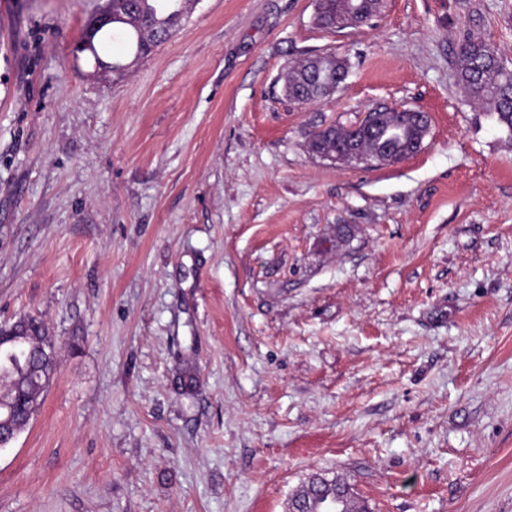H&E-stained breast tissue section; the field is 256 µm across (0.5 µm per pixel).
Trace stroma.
<instances>
[{
	"label": "stroma",
	"instance_id": "35a3bbf8",
	"mask_svg": "<svg viewBox=\"0 0 512 512\" xmlns=\"http://www.w3.org/2000/svg\"><path fill=\"white\" fill-rule=\"evenodd\" d=\"M6 2L0 322L41 318L60 363L0 512H287L315 473L369 512H512V134L455 55L479 34L512 68V0L336 32L316 0H195L138 59L74 54L100 0ZM326 52L345 82L289 101ZM387 106L426 112L414 156H309ZM339 60L346 65L333 54H314L287 66L283 74L285 95L297 105L329 98L346 80L336 79V67H342ZM354 134L355 132L350 131L346 126H330L326 131L310 138L309 153L317 158L329 160L336 152V147L354 140Z\"/></svg>",
	"mask_w": 512,
	"mask_h": 512
}]
</instances>
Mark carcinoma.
Returning <instances> with one entry per match:
<instances>
[{
  "mask_svg": "<svg viewBox=\"0 0 512 512\" xmlns=\"http://www.w3.org/2000/svg\"><path fill=\"white\" fill-rule=\"evenodd\" d=\"M192 0H112V28L135 42L134 57L144 55L149 44L165 42L181 25L191 10ZM383 0H318L315 24L325 30L348 28L351 14L369 20L380 12ZM491 43L466 36L457 45L458 78L466 95L480 102L496 115L497 123L512 134V70L500 62ZM339 58L333 54H314L286 67L284 92L290 101L305 105L330 97L343 80L336 78ZM412 116L389 109L377 110L367 130L354 134L347 127L333 125L314 135L309 153L327 160L342 146L358 140L362 151L378 165L404 160L411 145L427 134ZM55 346L45 324L34 316H23L0 324V402L15 406L13 429L24 428L40 408L42 393L50 382L42 365L47 348ZM294 496L310 498L314 512H332L340 507H361L356 498L336 478L300 486Z\"/></svg>",
  "mask_w": 512,
  "mask_h": 512,
  "instance_id": "1",
  "label": "carcinoma"
}]
</instances>
